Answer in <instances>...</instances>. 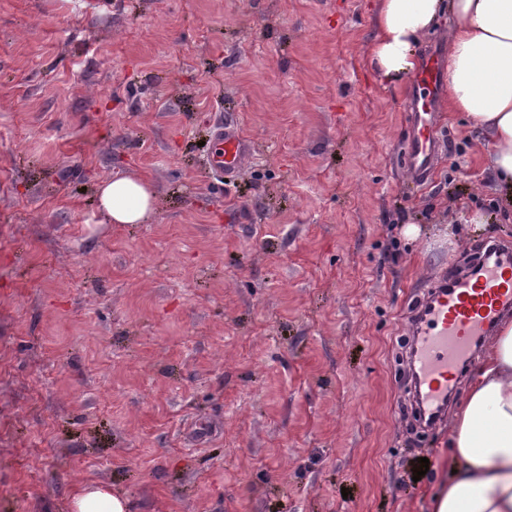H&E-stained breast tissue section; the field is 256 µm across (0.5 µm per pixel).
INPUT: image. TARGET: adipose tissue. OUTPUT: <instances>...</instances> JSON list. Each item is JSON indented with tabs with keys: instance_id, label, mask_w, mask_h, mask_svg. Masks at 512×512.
Wrapping results in <instances>:
<instances>
[{
	"instance_id": "obj_1",
	"label": "adipose tissue",
	"mask_w": 512,
	"mask_h": 512,
	"mask_svg": "<svg viewBox=\"0 0 512 512\" xmlns=\"http://www.w3.org/2000/svg\"><path fill=\"white\" fill-rule=\"evenodd\" d=\"M375 36L364 63L396 84L418 64L417 48L448 25L445 89L448 109L465 113L491 141L489 168L504 205L512 206V0H377ZM110 223L146 224L156 192L147 181L120 174L98 184ZM451 448L446 481L432 512H512V322H504L466 393L448 418ZM71 512H129L128 500L102 484L82 485Z\"/></svg>"
}]
</instances>
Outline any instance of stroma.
I'll return each mask as SVG.
<instances>
[{
	"label": "stroma",
	"mask_w": 512,
	"mask_h": 512,
	"mask_svg": "<svg viewBox=\"0 0 512 512\" xmlns=\"http://www.w3.org/2000/svg\"><path fill=\"white\" fill-rule=\"evenodd\" d=\"M374 10L0 0V512L87 482L133 512H428L448 429L409 422L401 326L512 218L458 112L406 185ZM220 119L253 145L231 181ZM115 174L153 182L150 223L106 222Z\"/></svg>",
	"instance_id": "35a3bbf8"
}]
</instances>
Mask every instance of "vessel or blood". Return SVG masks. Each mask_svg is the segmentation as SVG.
<instances>
[{
    "instance_id": "vessel-or-blood-1",
    "label": "vessel or blood",
    "mask_w": 512,
    "mask_h": 512,
    "mask_svg": "<svg viewBox=\"0 0 512 512\" xmlns=\"http://www.w3.org/2000/svg\"><path fill=\"white\" fill-rule=\"evenodd\" d=\"M445 64L430 54L416 76L412 91L420 106L408 116L403 164L409 174L425 179L438 158V132L432 122ZM251 153L238 127L224 123L213 155L225 178L236 177ZM512 311V249H498L494 261L474 275L432 281L409 310L403 333L410 350L407 368L414 385L419 417L440 426L448 418V399L478 344L502 314Z\"/></svg>"
}]
</instances>
